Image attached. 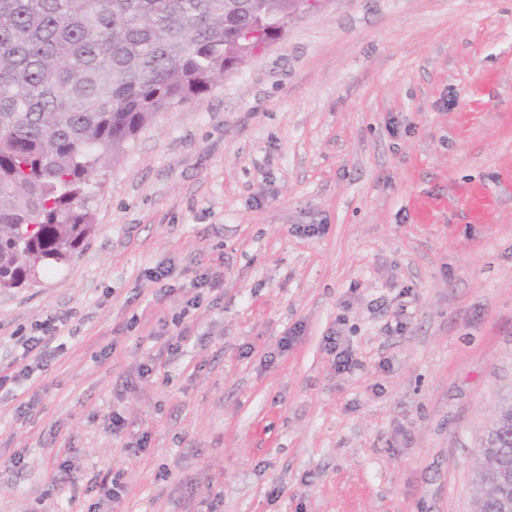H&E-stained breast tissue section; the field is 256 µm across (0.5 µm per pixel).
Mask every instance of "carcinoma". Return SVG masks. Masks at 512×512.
I'll list each match as a JSON object with an SVG mask.
<instances>
[{
    "label": "carcinoma",
    "mask_w": 512,
    "mask_h": 512,
    "mask_svg": "<svg viewBox=\"0 0 512 512\" xmlns=\"http://www.w3.org/2000/svg\"><path fill=\"white\" fill-rule=\"evenodd\" d=\"M296 0H0V289L94 232L88 189L157 112L278 40ZM483 444L486 512H512V400Z\"/></svg>",
    "instance_id": "obj_1"
}]
</instances>
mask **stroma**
I'll use <instances>...</instances> for the list:
<instances>
[{
	"instance_id": "35a3bbf8",
	"label": "stroma",
	"mask_w": 512,
	"mask_h": 512,
	"mask_svg": "<svg viewBox=\"0 0 512 512\" xmlns=\"http://www.w3.org/2000/svg\"><path fill=\"white\" fill-rule=\"evenodd\" d=\"M86 207L81 252L0 290V371L29 370L0 512H473L512 398V0H322Z\"/></svg>"
}]
</instances>
